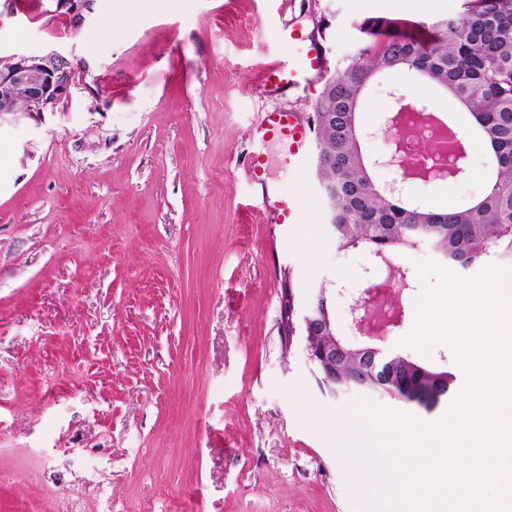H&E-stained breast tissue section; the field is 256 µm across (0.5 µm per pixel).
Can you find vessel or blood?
<instances>
[{
    "label": "vessel or blood",
    "mask_w": 512,
    "mask_h": 512,
    "mask_svg": "<svg viewBox=\"0 0 512 512\" xmlns=\"http://www.w3.org/2000/svg\"><path fill=\"white\" fill-rule=\"evenodd\" d=\"M279 37L284 44L303 45L304 50L299 56L267 65L263 70V86L272 94L312 87L324 69L321 51L315 45L307 44L297 25L282 26ZM271 139L284 143V166L300 174L307 169L312 154L313 129L304 115L292 109L260 112L249 163L244 169V177L254 190V198L265 221L270 224H297L301 222L306 207V193L302 186L283 185L274 195L268 191L265 145Z\"/></svg>",
    "instance_id": "1"
}]
</instances>
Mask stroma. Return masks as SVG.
<instances>
[{"instance_id":"1","label":"stroma","mask_w":512,"mask_h":512,"mask_svg":"<svg viewBox=\"0 0 512 512\" xmlns=\"http://www.w3.org/2000/svg\"><path fill=\"white\" fill-rule=\"evenodd\" d=\"M9 14L0 55L57 47L91 62L57 112L0 127V512H355L349 477L318 417H349L356 394L322 393L300 343L280 331V283L300 303L327 285L339 338H366L350 309L383 273L366 248H337L313 172L298 224H266L244 178L258 115L312 112L320 90L263 93L264 63L292 50L284 21L329 23V67L356 47L354 22L394 17L388 0H94L65 31L51 0ZM453 112L413 76L374 80L360 99L361 149L378 166L394 95ZM404 191L455 209L487 170ZM319 240L315 257L298 246ZM418 288L385 294L402 324ZM41 487L33 497V487Z\"/></svg>"}]
</instances>
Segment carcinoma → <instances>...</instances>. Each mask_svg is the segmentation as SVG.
Here are the masks:
<instances>
[{"label":"carcinoma","mask_w":512,"mask_h":512,"mask_svg":"<svg viewBox=\"0 0 512 512\" xmlns=\"http://www.w3.org/2000/svg\"><path fill=\"white\" fill-rule=\"evenodd\" d=\"M426 40L406 33L407 24L386 16H368L355 25L356 51L335 68V78L314 104L316 177L326 192V218L336 221L333 238L348 251L366 246L386 261L423 244L448 262L468 268L494 249L512 256V0H462L456 13L422 21ZM407 71L447 91L468 110L469 126L490 154L489 189L475 205L435 212L413 204L403 194L376 186L360 148L357 122L360 91L375 77ZM321 349L333 343L334 327L307 332ZM372 352L344 342L336 347V379L315 369L327 393L352 384L363 395L428 411L448 399L453 375L428 368L410 356H389L371 364ZM397 372L400 383L384 387L378 373Z\"/></svg>","instance_id":"carcinoma-1"}]
</instances>
